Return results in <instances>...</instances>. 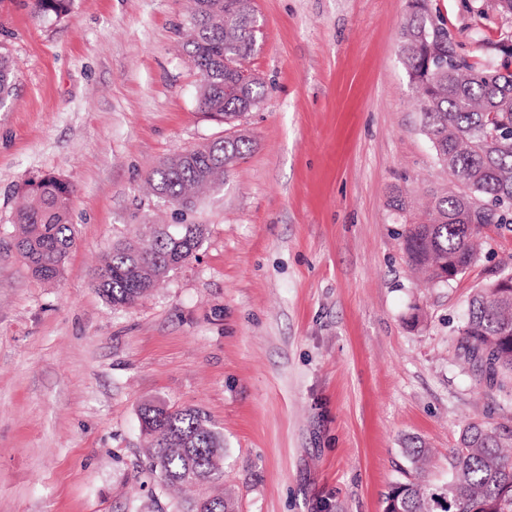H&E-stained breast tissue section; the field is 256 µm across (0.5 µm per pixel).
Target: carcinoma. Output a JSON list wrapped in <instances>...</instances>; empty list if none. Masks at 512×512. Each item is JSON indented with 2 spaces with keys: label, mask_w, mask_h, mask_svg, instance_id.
I'll use <instances>...</instances> for the list:
<instances>
[{
  "label": "carcinoma",
  "mask_w": 512,
  "mask_h": 512,
  "mask_svg": "<svg viewBox=\"0 0 512 512\" xmlns=\"http://www.w3.org/2000/svg\"><path fill=\"white\" fill-rule=\"evenodd\" d=\"M72 0H33L34 12L61 16ZM249 0H195L186 44L202 76L199 107L231 122L261 98L260 80L242 81V64L255 51L258 22ZM401 51L410 81L420 92L423 132L442 164L467 192L434 197L417 224L406 225L409 263L429 283L459 275L480 256L484 229L512 232V53L493 68H478L457 53L447 20L414 14L401 29ZM13 60L0 47V107L15 94ZM249 141L227 137L166 158L147 180L156 197L183 201L224 184L245 158ZM15 215L16 248L32 274L60 277L75 242L70 224L71 184L55 175L28 180ZM207 233L203 224L154 227L146 241L112 245L93 271V283L114 307H130L176 268L196 256ZM461 340L481 376L494 385L512 378V288L479 289L461 327ZM147 439L145 472L163 488L191 490L224 478V437L200 408L146 403L139 410ZM512 435L475 422L448 451V480L437 488L396 483L386 499L402 512H512ZM192 512H234L224 497H198Z\"/></svg>",
  "instance_id": "carcinoma-1"
}]
</instances>
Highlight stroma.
Returning <instances> with one entry per match:
<instances>
[{
    "label": "stroma",
    "mask_w": 512,
    "mask_h": 512,
    "mask_svg": "<svg viewBox=\"0 0 512 512\" xmlns=\"http://www.w3.org/2000/svg\"><path fill=\"white\" fill-rule=\"evenodd\" d=\"M460 53L499 63L512 18L494 0H424ZM191 0H73L38 15L0 0L17 74L0 109V512H184L142 472L139 409L198 407L224 436L235 512H384L399 482L448 478L465 425L512 434V387L480 380L459 328L512 254L422 283L401 233L461 191L422 131L399 29L411 0H253L260 102L232 123L199 108L183 43ZM249 151L181 211L146 190L162 159L227 136ZM74 187L75 245L34 277L14 247L18 188ZM149 224H203L195 259L134 306L91 278ZM430 451L424 470L407 454Z\"/></svg>",
    "instance_id": "1"
}]
</instances>
